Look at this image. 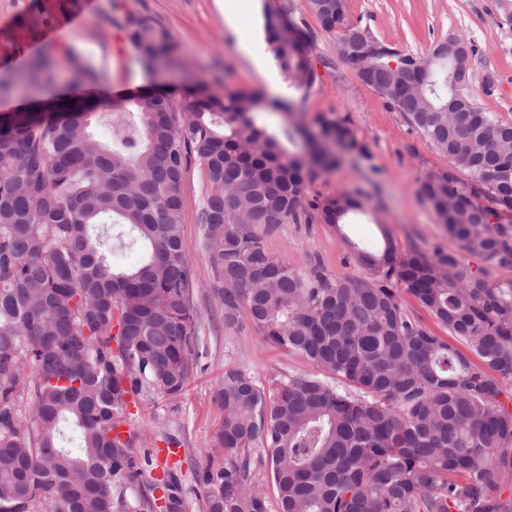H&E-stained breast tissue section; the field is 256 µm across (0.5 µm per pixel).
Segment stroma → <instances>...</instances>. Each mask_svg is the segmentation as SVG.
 <instances>
[{
	"mask_svg": "<svg viewBox=\"0 0 512 512\" xmlns=\"http://www.w3.org/2000/svg\"><path fill=\"white\" fill-rule=\"evenodd\" d=\"M347 7L352 20L403 52L425 55L452 33L470 38L477 49L470 94L484 111L512 120V29L499 25L495 0H347ZM228 10L234 15L230 22L224 19ZM267 10L305 22L312 35L316 80L293 118L313 130L322 116L345 121L357 141L336 167L309 182L307 200L352 193L367 203L339 229L317 219L279 225L264 236L268 251L302 275L318 268L332 277L357 279L369 276L354 258L357 245L379 248L389 239L401 252H459L458 241L419 192L428 174L447 170L446 156L356 77L337 54L335 34L320 28L305 0H0V75H21L45 54L61 63L74 54L107 74L105 98L115 109L142 90L165 94L178 108L191 94L227 89L259 92L268 101L283 98L288 89L264 41ZM129 16L147 17L170 32L177 45L171 69L153 77L141 70L119 28ZM242 40L252 41L253 56L239 50ZM206 190L201 170L190 167L183 246L199 274L193 299L202 356L178 398L143 393L134 421L135 449L150 454L155 464L144 482L125 491L136 501L148 494L150 480L171 469L184 512H205L201 476L224 466V450L216 443L224 413L214 399L224 374L242 371L263 384L277 373H321L288 350L264 344L248 323L225 325L196 222Z\"/></svg>",
	"mask_w": 512,
	"mask_h": 512,
	"instance_id": "stroma-1",
	"label": "stroma"
}]
</instances>
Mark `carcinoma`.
Returning a JSON list of instances; mask_svg holds the SVG:
<instances>
[{
    "mask_svg": "<svg viewBox=\"0 0 512 512\" xmlns=\"http://www.w3.org/2000/svg\"><path fill=\"white\" fill-rule=\"evenodd\" d=\"M337 49L364 30L346 0H306ZM120 29L150 76L172 67L175 44L147 18ZM265 43L291 92L263 102L226 90L194 93L177 111L153 93L112 110L109 141L88 131L106 74L71 55L69 82L87 96L55 103V116H0V512H183L170 472L152 484L164 505L124 489L145 468L130 405L148 388L183 391L198 347L196 270L183 248L185 176L202 170L208 191L197 214L224 323L248 322L264 343L333 374L244 372L221 379L224 421L216 443L224 468L206 475L207 512H269L253 472L255 446L276 491L277 512H512V121L476 106L472 44L460 57L392 49L413 75L383 56L342 61L390 109L448 158L420 193L465 252L498 267L481 277L454 252L358 250L366 280L303 276L265 247L270 231L318 217L333 227L364 209L344 193L305 207V189L332 168L324 141L357 148L344 121L322 117L323 140L261 112L295 110L315 82L310 33L264 13ZM46 54L0 81V96L51 85ZM463 173L473 185L459 186ZM486 196L492 206L475 200ZM114 225L127 235L112 236ZM141 250L128 267L115 251ZM433 324L409 312L401 292ZM464 343L472 362L445 336ZM79 435L66 446L64 425Z\"/></svg>",
    "mask_w": 512,
    "mask_h": 512,
    "instance_id": "carcinoma-1",
    "label": "carcinoma"
}]
</instances>
